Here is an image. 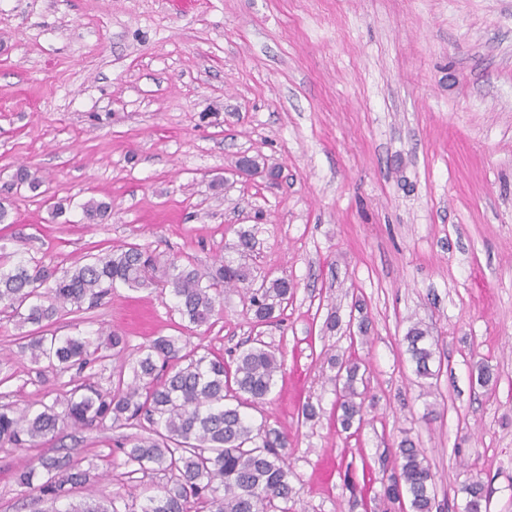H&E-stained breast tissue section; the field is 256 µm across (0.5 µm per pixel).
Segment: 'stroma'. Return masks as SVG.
Here are the masks:
<instances>
[{"label": "stroma", "instance_id": "1", "mask_svg": "<svg viewBox=\"0 0 512 512\" xmlns=\"http://www.w3.org/2000/svg\"><path fill=\"white\" fill-rule=\"evenodd\" d=\"M243 154L279 166L278 184L230 176ZM22 165L37 189L13 186ZM90 199L110 215L84 223ZM0 203V238L48 267L132 243L203 271L251 227L256 277L295 284L277 323L230 290L191 330L167 291L115 289L51 326L125 336L123 360L80 375L37 371L0 313V403L112 389L159 336L227 360L259 340L284 367L249 416L288 436L294 512H385L405 436L436 475L434 512H458L472 478L489 512H512V0H0ZM417 320L438 343L431 380L402 345ZM333 355L367 368L351 435L337 431ZM479 362L496 384L472 379ZM148 429L63 430L60 454L96 475L72 500L119 495L139 512L167 478L126 477L115 441ZM45 451L0 448V512H49L19 483Z\"/></svg>", "mask_w": 512, "mask_h": 512}]
</instances>
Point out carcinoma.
I'll list each match as a JSON object with an SVG mask.
<instances>
[{
	"label": "carcinoma",
	"instance_id": "carcinoma-1",
	"mask_svg": "<svg viewBox=\"0 0 512 512\" xmlns=\"http://www.w3.org/2000/svg\"><path fill=\"white\" fill-rule=\"evenodd\" d=\"M13 184L36 188L40 181L26 167L16 169ZM87 223L109 215L112 206L90 199L81 205ZM229 249L237 258H222L201 273L173 256L160 262L138 244H128L103 256L65 270L47 268L8 251L0 243V313L17 319L19 326L35 329L22 336V353L33 363L47 360L62 372H81L103 359L107 349L119 357L125 337L110 333L105 344L87 336L45 334L61 309L92 305L120 287L147 288L160 278L169 290L174 308L187 328L211 324L226 288H243L249 294L250 310L258 324L276 318L293 294L294 284L285 277L254 279L247 260L253 252L255 235L249 229L236 232ZM429 331L422 323L412 324L404 340L406 352L419 378H432L436 356L427 341ZM336 369V418L343 431L362 424L366 414L365 393L357 384L360 362L330 358ZM283 368L282 360L263 344L239 351L232 363L209 353L184 352L180 336H159L141 347L131 364L133 381L118 380L113 390L75 385L67 399L41 404L35 410L0 405V447L31 448L53 441L61 427L90 428L131 425L140 419L150 424L148 435L126 436L117 443L127 474L161 473L169 476L162 490L146 498L141 512H291V473L281 449L287 435L274 428L254 425L242 408L265 403ZM91 474L66 456L43 455L21 475L20 484L37 498L57 502L70 498L72 489L88 485ZM462 512H487L489 489L474 479L462 488ZM383 498L390 505L409 503L410 512H433L435 476L425 464L421 449L408 438L401 440L396 466L387 477ZM123 506H118V503ZM65 512H132L121 496L109 504L87 496L71 502Z\"/></svg>",
	"mask_w": 512,
	"mask_h": 512
}]
</instances>
